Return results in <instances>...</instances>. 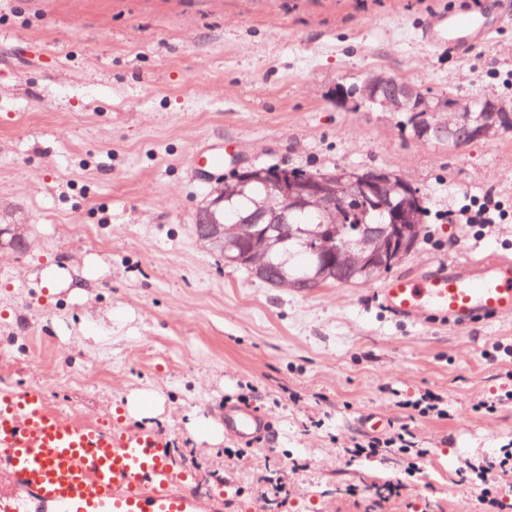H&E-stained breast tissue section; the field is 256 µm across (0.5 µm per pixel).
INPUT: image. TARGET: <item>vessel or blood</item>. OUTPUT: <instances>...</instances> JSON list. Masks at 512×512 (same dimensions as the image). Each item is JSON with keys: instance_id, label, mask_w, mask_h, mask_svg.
Here are the masks:
<instances>
[{"instance_id": "b4317fda", "label": "vessel or blood", "mask_w": 512, "mask_h": 512, "mask_svg": "<svg viewBox=\"0 0 512 512\" xmlns=\"http://www.w3.org/2000/svg\"><path fill=\"white\" fill-rule=\"evenodd\" d=\"M451 26L454 35L432 31L429 40L464 50L491 31L487 20L469 17ZM379 297L396 317L412 318L425 308L461 330L512 317V258H467L420 279L398 276ZM259 425L246 409L224 415L225 431L238 438L250 437ZM0 472L52 512L195 510L184 486L187 475L171 464L162 435L62 416L33 387L0 391Z\"/></svg>"}]
</instances>
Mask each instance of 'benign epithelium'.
<instances>
[{
	"mask_svg": "<svg viewBox=\"0 0 512 512\" xmlns=\"http://www.w3.org/2000/svg\"><path fill=\"white\" fill-rule=\"evenodd\" d=\"M366 98L391 112L424 111V121L414 125L415 136L454 147L494 136L512 123L509 110L493 98L431 105L416 87L390 76L370 79ZM252 184L263 185L264 195L253 201L247 216L226 221L224 204ZM357 204L381 212L386 223H353ZM420 206L419 189L385 169L300 177L288 168L238 164L233 178L198 208L195 228L209 247L224 253L238 251L229 261L246 265L255 277L278 287L298 288L308 277H295L286 269L288 242L305 236L308 266L318 276L340 272L375 277L415 249L421 231Z\"/></svg>",
	"mask_w": 512,
	"mask_h": 512,
	"instance_id": "7a95c632",
	"label": "benign epithelium"
}]
</instances>
